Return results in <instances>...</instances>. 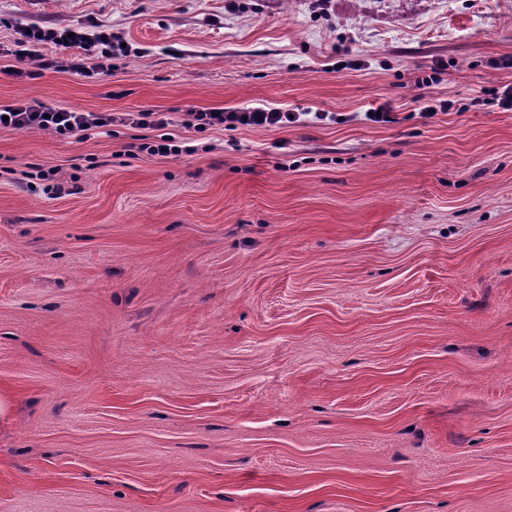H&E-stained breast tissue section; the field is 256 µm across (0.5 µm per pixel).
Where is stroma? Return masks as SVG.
<instances>
[{"mask_svg":"<svg viewBox=\"0 0 512 512\" xmlns=\"http://www.w3.org/2000/svg\"><path fill=\"white\" fill-rule=\"evenodd\" d=\"M93 22L0 106L330 118L0 131V512H512V0H0ZM30 30L31 34L27 31L23 33V39L16 42L15 49L0 48V55L10 53L19 59H30L40 70L64 69L88 77L94 72L111 69L112 59L126 56L127 47H121V43L124 42L114 37L112 31L101 27L91 31H59L41 27ZM69 32L73 33V37H69ZM103 36H106V39H103ZM49 43L76 48L78 51L68 58H49L43 51L44 45ZM95 47L98 51L93 49ZM309 114H314L313 118L318 121L330 118L329 113L326 112H290L259 104L241 110L226 111V109H222L186 112L184 113L185 118L180 121V125L185 129H191L195 132H204L213 127L224 130H235L240 126L270 129L298 123L301 121L302 116ZM243 116H247V119L243 120ZM290 116H293V119H290ZM154 141L140 143L137 145H130V148H136L138 151H147L153 155H159L163 157L176 156L182 153L181 143L178 141L173 133H162L151 137Z\"/></svg>","mask_w":512,"mask_h":512,"instance_id":"35a3bbf8","label":"stroma"}]
</instances>
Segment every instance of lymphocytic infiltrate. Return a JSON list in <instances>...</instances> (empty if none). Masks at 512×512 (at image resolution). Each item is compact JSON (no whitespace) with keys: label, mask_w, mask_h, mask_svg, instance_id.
Segmentation results:
<instances>
[{"label":"lymphocytic infiltrate","mask_w":512,"mask_h":512,"mask_svg":"<svg viewBox=\"0 0 512 512\" xmlns=\"http://www.w3.org/2000/svg\"><path fill=\"white\" fill-rule=\"evenodd\" d=\"M53 43L72 48L67 58L47 57L46 44ZM126 50L114 36L105 29L91 31H59L51 28H35L16 42L15 57L34 61L38 69H64L89 76L95 72L108 70L114 58L125 55ZM291 122L289 111L259 104L244 110H209L186 113L182 122H175L167 112H80L63 109L39 101L17 102L0 107V131L42 129L62 138L83 139L93 130H111L115 126L137 130H152L153 141L143 143L142 148L153 155L176 156L182 147L171 133L174 124L183 128L203 132L218 127L235 130L240 126L251 128H281Z\"/></svg>","instance_id":"f902f5d3"}]
</instances>
